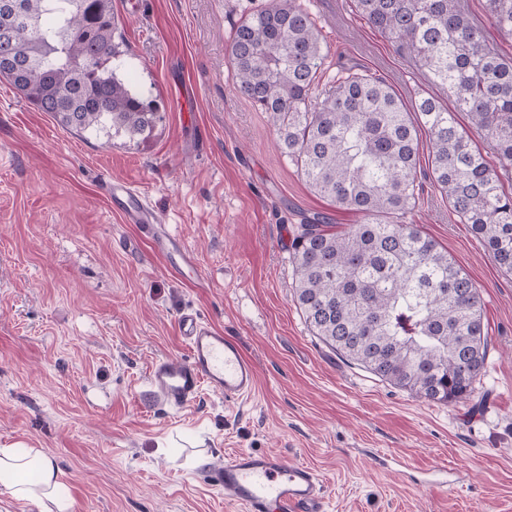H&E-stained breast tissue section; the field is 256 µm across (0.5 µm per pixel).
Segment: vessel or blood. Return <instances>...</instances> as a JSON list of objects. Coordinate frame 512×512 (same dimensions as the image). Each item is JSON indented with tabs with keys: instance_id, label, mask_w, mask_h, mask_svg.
I'll list each match as a JSON object with an SVG mask.
<instances>
[{
	"instance_id": "1",
	"label": "vessel or blood",
	"mask_w": 512,
	"mask_h": 512,
	"mask_svg": "<svg viewBox=\"0 0 512 512\" xmlns=\"http://www.w3.org/2000/svg\"><path fill=\"white\" fill-rule=\"evenodd\" d=\"M106 194L125 223L154 231L159 218L141 191L115 181L107 186ZM178 326L187 347L186 358L158 359L148 375L149 385L166 406L186 408L205 391L229 399L255 393V364L236 340L193 312L182 313ZM208 477L244 512H325L317 472L274 452H237L210 469Z\"/></svg>"
}]
</instances>
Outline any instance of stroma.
Listing matches in <instances>:
<instances>
[{"instance_id":"obj_1","label":"stroma","mask_w":512,"mask_h":512,"mask_svg":"<svg viewBox=\"0 0 512 512\" xmlns=\"http://www.w3.org/2000/svg\"><path fill=\"white\" fill-rule=\"evenodd\" d=\"M270 0H112L116 74L159 105L145 138L79 134L0 80V448L42 449L76 512H242L206 471L273 451L315 468L326 512H512V275L432 182L418 133L408 216L473 279L489 341L474 401L429 402L350 363L308 330L288 248L299 224L363 223L312 192L266 113L236 89L234 25ZM323 36L327 89L353 68L405 103H447L353 0H299ZM118 180L158 214L163 255L105 193ZM190 310L235 338L256 395L203 393L179 412L147 384L187 355Z\"/></svg>"}]
</instances>
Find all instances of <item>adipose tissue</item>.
<instances>
[{"mask_svg": "<svg viewBox=\"0 0 512 512\" xmlns=\"http://www.w3.org/2000/svg\"><path fill=\"white\" fill-rule=\"evenodd\" d=\"M0 485L37 512H75L61 471L41 449L20 444L0 448Z\"/></svg>", "mask_w": 512, "mask_h": 512, "instance_id": "adipose-tissue-1", "label": "adipose tissue"}]
</instances>
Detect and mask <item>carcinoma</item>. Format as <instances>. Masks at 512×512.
Instances as JSON below:
<instances>
[{
	"label": "carcinoma",
	"instance_id": "cac0c4a2",
	"mask_svg": "<svg viewBox=\"0 0 512 512\" xmlns=\"http://www.w3.org/2000/svg\"><path fill=\"white\" fill-rule=\"evenodd\" d=\"M0 11V79L78 134L149 135L159 119L112 68V0H17ZM448 89L411 106L386 82L341 69L319 101L323 37L297 0H273L233 30L237 89L277 128L282 154L310 189L367 217L340 233L316 220L291 244L293 301L313 335L341 358L432 402L473 397L487 358L480 290L456 261L405 221L417 190L418 130L432 145V180L497 267L512 273V59L488 44L461 0H354ZM512 37V0H486ZM464 112L500 158L489 166L454 113Z\"/></svg>",
	"mask_w": 512,
	"mask_h": 512
}]
</instances>
